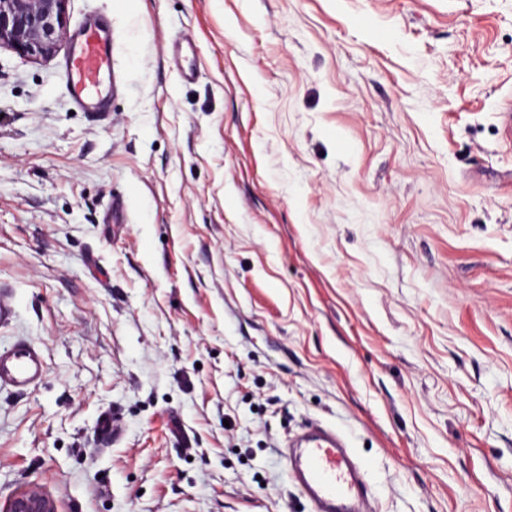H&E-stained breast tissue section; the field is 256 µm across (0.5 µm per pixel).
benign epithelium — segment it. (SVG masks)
<instances>
[{
	"label": "benign epithelium",
	"mask_w": 512,
	"mask_h": 512,
	"mask_svg": "<svg viewBox=\"0 0 512 512\" xmlns=\"http://www.w3.org/2000/svg\"><path fill=\"white\" fill-rule=\"evenodd\" d=\"M65 0H0V45L28 57L55 51L65 26ZM0 512H58L55 499L42 487L17 491Z\"/></svg>",
	"instance_id": "benign-epithelium-1"
}]
</instances>
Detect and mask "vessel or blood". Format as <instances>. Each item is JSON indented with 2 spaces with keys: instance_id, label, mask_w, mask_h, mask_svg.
Listing matches in <instances>:
<instances>
[{
  "instance_id": "b4317fda",
  "label": "vessel or blood",
  "mask_w": 512,
  "mask_h": 512,
  "mask_svg": "<svg viewBox=\"0 0 512 512\" xmlns=\"http://www.w3.org/2000/svg\"><path fill=\"white\" fill-rule=\"evenodd\" d=\"M75 46L67 60V77L74 105L95 112L107 104L111 91L112 34L91 23L74 36ZM44 374L39 350L20 341L0 349V387L24 390ZM299 449L291 460V471L323 512H354L361 495L357 467L350 460L335 432L315 425L296 438Z\"/></svg>"
}]
</instances>
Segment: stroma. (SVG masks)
I'll use <instances>...</instances> for the list:
<instances>
[{"mask_svg":"<svg viewBox=\"0 0 512 512\" xmlns=\"http://www.w3.org/2000/svg\"><path fill=\"white\" fill-rule=\"evenodd\" d=\"M112 33L107 111L65 62ZM0 47V506L317 512L310 423L371 512H512V0H66ZM120 436L102 443L99 415ZM66 0H0V45L28 57L55 51L65 26ZM43 374L42 356L33 344L20 341L0 349V387L25 390L38 383ZM1 511L59 512L55 499L38 485H31L17 491Z\"/></svg>","mask_w":512,"mask_h":512,"instance_id":"35a3bbf8","label":"stroma"}]
</instances>
